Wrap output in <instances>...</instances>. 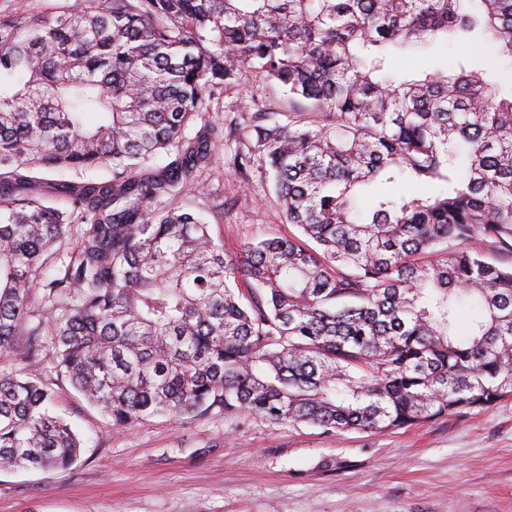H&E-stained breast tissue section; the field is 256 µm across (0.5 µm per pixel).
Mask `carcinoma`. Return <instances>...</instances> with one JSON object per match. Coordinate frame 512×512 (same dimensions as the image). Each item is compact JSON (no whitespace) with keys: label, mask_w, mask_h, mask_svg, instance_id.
<instances>
[{"label":"carcinoma","mask_w":512,"mask_h":512,"mask_svg":"<svg viewBox=\"0 0 512 512\" xmlns=\"http://www.w3.org/2000/svg\"><path fill=\"white\" fill-rule=\"evenodd\" d=\"M476 30L512 59V0L0 14V470L79 458L43 380L49 349L119 428L217 411L382 432L512 398V268L482 249L512 252V97L461 62L385 76L388 48ZM251 77L288 111L255 99L248 134H186L207 98ZM242 138L234 173L264 177L298 234L230 257L172 200ZM102 167L111 179L60 184L66 209L32 194L44 171ZM404 181L429 191H392ZM468 301L480 313L463 333Z\"/></svg>","instance_id":"carcinoma-1"}]
</instances>
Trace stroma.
<instances>
[{"instance_id":"obj_1","label":"stroma","mask_w":512,"mask_h":512,"mask_svg":"<svg viewBox=\"0 0 512 512\" xmlns=\"http://www.w3.org/2000/svg\"><path fill=\"white\" fill-rule=\"evenodd\" d=\"M471 67L512 95V61L476 32ZM455 45L393 53L388 77L449 64ZM273 112L288 98L258 79L218 94L206 121L246 122L250 98ZM208 196L179 195L203 212L235 254L266 234L291 236L260 177L243 181L218 158L202 175ZM57 410L85 439L66 470L0 471V512H512V398L384 432L338 436L299 424L220 413L157 417L118 430L69 381L46 369Z\"/></svg>"}]
</instances>
